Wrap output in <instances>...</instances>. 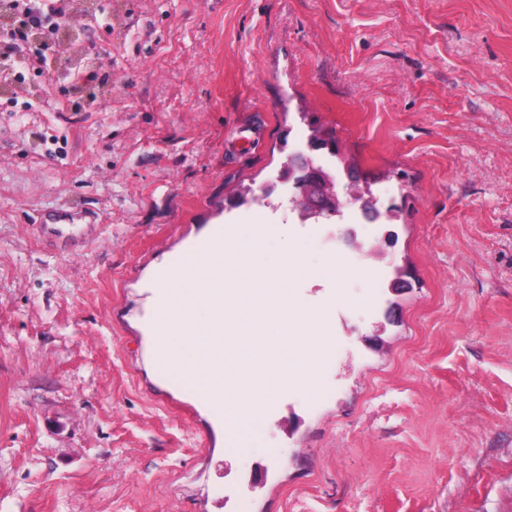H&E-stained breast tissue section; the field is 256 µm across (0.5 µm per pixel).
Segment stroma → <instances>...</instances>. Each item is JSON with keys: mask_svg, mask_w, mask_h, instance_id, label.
I'll use <instances>...</instances> for the list:
<instances>
[{"mask_svg": "<svg viewBox=\"0 0 512 512\" xmlns=\"http://www.w3.org/2000/svg\"><path fill=\"white\" fill-rule=\"evenodd\" d=\"M107 88L73 110L60 54L0 74V512H512V0H98ZM336 131L377 207L376 252L286 219L280 174ZM94 216L80 253L40 214ZM260 213L339 282L315 393L259 436L150 365L147 282L175 229Z\"/></svg>", "mask_w": 512, "mask_h": 512, "instance_id": "1", "label": "stroma"}]
</instances>
